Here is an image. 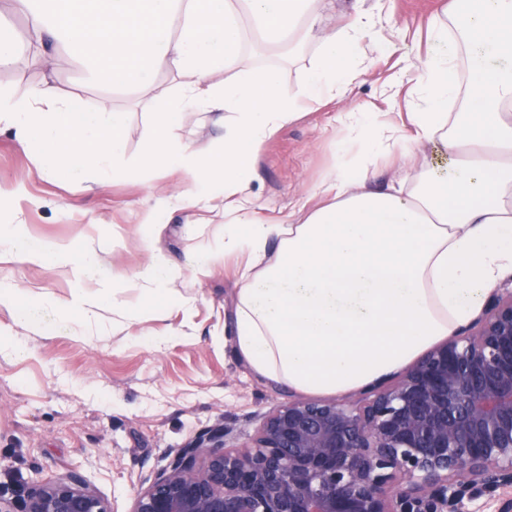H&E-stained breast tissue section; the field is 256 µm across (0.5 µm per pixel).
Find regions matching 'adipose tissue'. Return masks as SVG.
<instances>
[{"label":"adipose tissue","mask_w":512,"mask_h":512,"mask_svg":"<svg viewBox=\"0 0 512 512\" xmlns=\"http://www.w3.org/2000/svg\"><path fill=\"white\" fill-rule=\"evenodd\" d=\"M319 4L15 0L38 60L140 94L158 75L181 77L177 96L153 115L141 164L182 169L191 203L222 212L223 235L197 257L196 273L220 255L247 254L231 325L238 357L263 381L343 397L458 334L482 315L494 286L512 278V0H447L428 26L425 55L400 74L411 82L412 147L373 113H345V139L361 147L356 159L327 172L299 223L262 224L244 204L259 149L298 118L301 102L335 99L367 73L371 52L396 50L379 27L393 0L329 31ZM257 42L288 58L314 47L301 94L285 90L278 69L257 66L247 51ZM76 104L47 83L23 99L0 89V126L22 149L45 152L51 172L91 161L120 171L126 113ZM189 110L231 113L219 147L202 155L180 142ZM429 146L438 163L419 160ZM389 160L407 164L406 177L375 186ZM2 253L69 267L79 282L99 264L96 252L35 246L17 229H0ZM178 276L157 250L137 272L159 299L156 319L174 301Z\"/></svg>","instance_id":"adipose-tissue-1"}]
</instances>
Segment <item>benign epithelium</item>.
<instances>
[{
  "label": "benign epithelium",
  "mask_w": 512,
  "mask_h": 512,
  "mask_svg": "<svg viewBox=\"0 0 512 512\" xmlns=\"http://www.w3.org/2000/svg\"><path fill=\"white\" fill-rule=\"evenodd\" d=\"M217 426L178 449L129 512H512V288L393 383L290 400L250 445ZM111 512L78 471L27 486L19 510Z\"/></svg>",
  "instance_id": "obj_1"
}]
</instances>
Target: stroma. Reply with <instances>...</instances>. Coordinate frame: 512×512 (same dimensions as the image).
Returning <instances> with one entry per match:
<instances>
[{
  "label": "stroma",
  "mask_w": 512,
  "mask_h": 512,
  "mask_svg": "<svg viewBox=\"0 0 512 512\" xmlns=\"http://www.w3.org/2000/svg\"><path fill=\"white\" fill-rule=\"evenodd\" d=\"M437 8L438 0H395L387 34L398 52L376 57L344 96L307 107L262 146L248 189L257 221H293L342 153L341 113L359 105L406 111L392 79L401 55L425 54L426 26ZM0 21L22 44L14 65L0 68V88L21 99L50 77L83 109L129 115L127 168L116 174L98 164L75 176L46 172L37 154L0 133V194L8 200L0 225H23L36 245L65 244L77 254L91 248L100 257L98 281L83 290L97 303L96 319L75 312L60 327L38 328L17 310L0 308V336L18 337L24 346L19 354L0 353V491L11 494L76 469L114 512H128L137 490L167 465L169 452L218 424L229 431L227 447L246 446L262 418L292 393L253 376L227 332L243 258L216 260L205 275L193 270L195 257L213 246L220 216L179 203L151 235L142 231V214L157 197L189 186L180 171L138 165L153 113L176 93L179 79L159 76L153 99L141 101L71 68L53 73L31 62L29 22L13 0H0ZM178 134L192 149L210 150L224 129L213 115L188 112ZM153 248L181 273L182 301L161 321L142 307V290L132 282ZM0 281L46 302L70 300L75 291L69 269L50 262L2 259ZM116 299L138 307L135 320L113 311ZM160 332L166 338L159 346Z\"/></svg>",
  "instance_id": "35a3bbf8"
}]
</instances>
